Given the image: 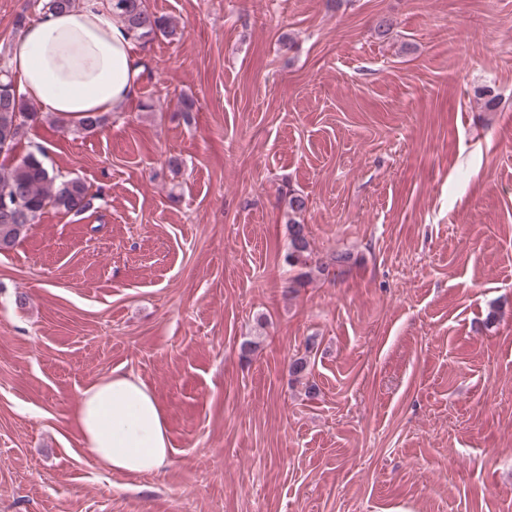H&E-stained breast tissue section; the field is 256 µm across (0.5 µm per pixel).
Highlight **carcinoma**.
I'll use <instances>...</instances> for the list:
<instances>
[{"label": "carcinoma", "mask_w": 512, "mask_h": 512, "mask_svg": "<svg viewBox=\"0 0 512 512\" xmlns=\"http://www.w3.org/2000/svg\"><path fill=\"white\" fill-rule=\"evenodd\" d=\"M112 15L118 17L134 41H147L159 34L171 35L169 19L148 10L145 0H109ZM40 113L34 105L16 96L12 73L0 68V153L11 154L26 136L29 126ZM94 196L79 179L56 182L43 161L31 152L15 165L0 170V250L15 245L27 226L35 223L48 207L67 213H82L91 207ZM349 260L348 254L328 259L315 255L305 225L289 220V242L285 262L303 269L301 275L311 279L327 277Z\"/></svg>", "instance_id": "obj_1"}]
</instances>
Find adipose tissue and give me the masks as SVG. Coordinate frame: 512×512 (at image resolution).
I'll return each instance as SVG.
<instances>
[{
  "instance_id": "obj_1",
  "label": "adipose tissue",
  "mask_w": 512,
  "mask_h": 512,
  "mask_svg": "<svg viewBox=\"0 0 512 512\" xmlns=\"http://www.w3.org/2000/svg\"><path fill=\"white\" fill-rule=\"evenodd\" d=\"M10 67L20 97L73 122L118 111L135 97L142 71L125 25L103 0L42 13L12 39ZM73 418L83 447L114 472L156 473L169 463L163 407L136 375L117 373L83 388Z\"/></svg>"
}]
</instances>
